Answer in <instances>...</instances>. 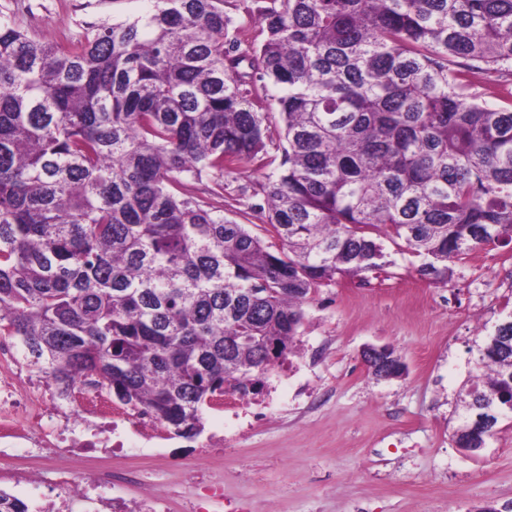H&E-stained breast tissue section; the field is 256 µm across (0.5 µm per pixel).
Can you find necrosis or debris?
<instances>
[{
	"label": "necrosis or debris",
	"instance_id": "1",
	"mask_svg": "<svg viewBox=\"0 0 512 512\" xmlns=\"http://www.w3.org/2000/svg\"><path fill=\"white\" fill-rule=\"evenodd\" d=\"M48 383L21 360L18 339L0 336V494L24 512H161L163 497L135 501L112 492L113 458L125 454L131 436L161 432L152 412H113L90 376L60 400L43 397Z\"/></svg>",
	"mask_w": 512,
	"mask_h": 512
}]
</instances>
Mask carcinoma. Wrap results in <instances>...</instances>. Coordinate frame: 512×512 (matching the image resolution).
<instances>
[{
  "instance_id": "1",
  "label": "carcinoma",
  "mask_w": 512,
  "mask_h": 512,
  "mask_svg": "<svg viewBox=\"0 0 512 512\" xmlns=\"http://www.w3.org/2000/svg\"><path fill=\"white\" fill-rule=\"evenodd\" d=\"M224 2L154 0L66 46L0 19V332L63 390L92 375L185 440L295 355L319 288L386 266L384 230L443 284L512 243V88L470 92L512 72V0H255L265 37L244 50ZM257 78L283 95L251 100ZM274 163L241 189L265 236L210 203ZM477 350L459 417L491 438L512 322Z\"/></svg>"
}]
</instances>
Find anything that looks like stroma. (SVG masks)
<instances>
[{"instance_id": "obj_1", "label": "stroma", "mask_w": 512, "mask_h": 512, "mask_svg": "<svg viewBox=\"0 0 512 512\" xmlns=\"http://www.w3.org/2000/svg\"><path fill=\"white\" fill-rule=\"evenodd\" d=\"M152 0H0V17L37 41L62 42L105 15H139ZM262 171L245 165L228 179L224 215L245 214L240 188ZM387 266L366 280L339 278L305 304L295 356L299 368L269 375L276 410L242 428L223 408H203L204 436L223 438V464L200 457L198 441L152 439L137 449L144 471L118 495L166 497L168 512H191L193 484L220 482L250 512H512V417L500 419L485 451L468 456L453 440L456 408L474 372L476 344L512 317V244L462 256L448 284L423 278L421 257L383 238ZM387 346L405 363L379 380L365 346Z\"/></svg>"}]
</instances>
